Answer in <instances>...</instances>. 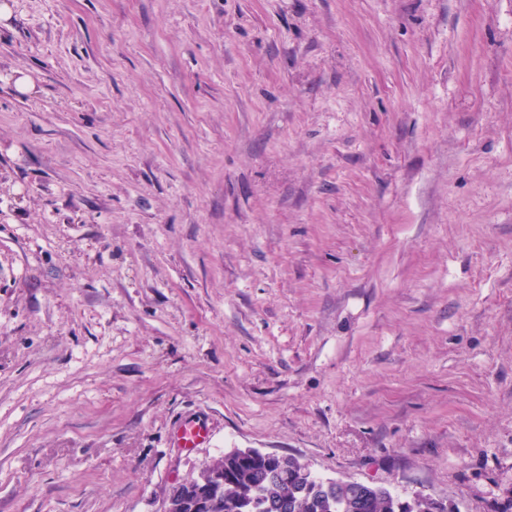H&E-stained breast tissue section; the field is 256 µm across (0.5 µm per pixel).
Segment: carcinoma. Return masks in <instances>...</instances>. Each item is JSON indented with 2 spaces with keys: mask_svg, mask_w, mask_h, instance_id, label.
Instances as JSON below:
<instances>
[{
  "mask_svg": "<svg viewBox=\"0 0 512 512\" xmlns=\"http://www.w3.org/2000/svg\"><path fill=\"white\" fill-rule=\"evenodd\" d=\"M222 458L224 480L216 489L203 493V469L182 484L184 493L172 499L169 512H445L423 495L403 502L379 486L363 484L352 496L344 482L330 485L313 473L304 474L291 456L282 465L239 451Z\"/></svg>",
  "mask_w": 512,
  "mask_h": 512,
  "instance_id": "obj_1",
  "label": "carcinoma"
}]
</instances>
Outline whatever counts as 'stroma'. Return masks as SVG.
<instances>
[{"instance_id": "obj_1", "label": "stroma", "mask_w": 512, "mask_h": 512, "mask_svg": "<svg viewBox=\"0 0 512 512\" xmlns=\"http://www.w3.org/2000/svg\"><path fill=\"white\" fill-rule=\"evenodd\" d=\"M8 10L0 512L233 448L512 512V0ZM210 438L208 421L205 417L190 414L180 418L171 432V444L174 448L189 450L197 448Z\"/></svg>"}]
</instances>
